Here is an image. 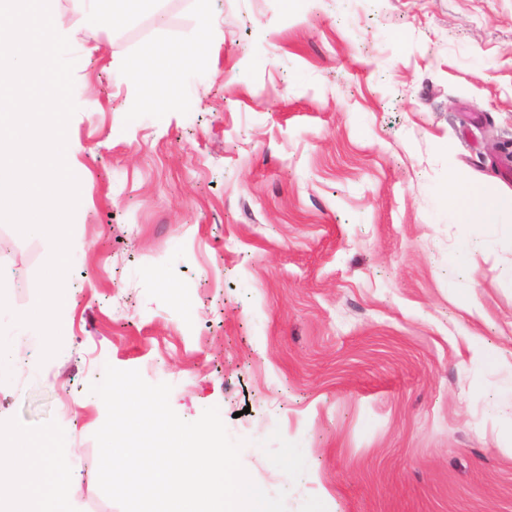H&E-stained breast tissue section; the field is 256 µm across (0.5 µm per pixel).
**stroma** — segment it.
Masks as SVG:
<instances>
[{"label":"stroma","instance_id":"1","mask_svg":"<svg viewBox=\"0 0 512 512\" xmlns=\"http://www.w3.org/2000/svg\"><path fill=\"white\" fill-rule=\"evenodd\" d=\"M211 14L159 0L95 51L68 32L73 295L42 360L12 315L47 257L0 222V421L65 444L70 512H121L98 485L108 364L169 383L185 421L218 407L287 512H512V216L464 228L444 195L512 190V0ZM175 43L204 48L178 81L131 70Z\"/></svg>","mask_w":512,"mask_h":512}]
</instances>
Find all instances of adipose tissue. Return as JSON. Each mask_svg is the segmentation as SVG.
Segmentation results:
<instances>
[{"label": "adipose tissue", "instance_id": "1", "mask_svg": "<svg viewBox=\"0 0 512 512\" xmlns=\"http://www.w3.org/2000/svg\"><path fill=\"white\" fill-rule=\"evenodd\" d=\"M447 198L449 211L462 224L474 217L495 224L512 215V191L491 193L476 181H454ZM1 457L7 465L0 468V512H49L42 488L48 476L64 475V457L50 455L42 438L0 425Z\"/></svg>", "mask_w": 512, "mask_h": 512}]
</instances>
